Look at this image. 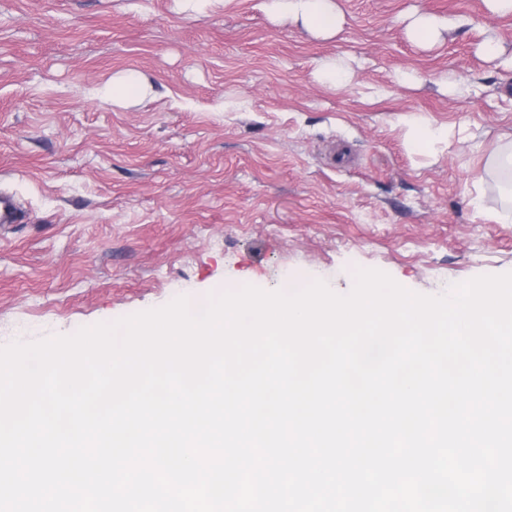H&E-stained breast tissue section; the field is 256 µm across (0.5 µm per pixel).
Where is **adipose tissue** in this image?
I'll return each instance as SVG.
<instances>
[{"instance_id": "ef3b65f1", "label": "adipose tissue", "mask_w": 512, "mask_h": 512, "mask_svg": "<svg viewBox=\"0 0 512 512\" xmlns=\"http://www.w3.org/2000/svg\"><path fill=\"white\" fill-rule=\"evenodd\" d=\"M270 18H286L317 38L336 37L344 23V15L336 0H265Z\"/></svg>"}]
</instances>
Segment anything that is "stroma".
I'll list each match as a JSON object with an SVG mask.
<instances>
[{
  "instance_id": "1",
  "label": "stroma",
  "mask_w": 512,
  "mask_h": 512,
  "mask_svg": "<svg viewBox=\"0 0 512 512\" xmlns=\"http://www.w3.org/2000/svg\"><path fill=\"white\" fill-rule=\"evenodd\" d=\"M333 39L263 0H0V346L70 335L219 286L359 268L425 295L512 272V15L484 0H337ZM454 20L424 49L412 14ZM341 58L332 87L319 62ZM132 70L146 88L113 101ZM447 128L429 151L410 119Z\"/></svg>"
}]
</instances>
